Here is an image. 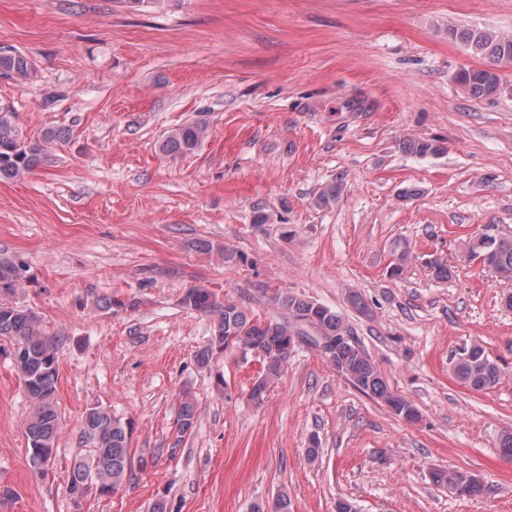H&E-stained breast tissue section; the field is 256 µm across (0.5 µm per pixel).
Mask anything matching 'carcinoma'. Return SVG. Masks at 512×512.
I'll return each mask as SVG.
<instances>
[{"instance_id":"carcinoma-1","label":"carcinoma","mask_w":512,"mask_h":512,"mask_svg":"<svg viewBox=\"0 0 512 512\" xmlns=\"http://www.w3.org/2000/svg\"><path fill=\"white\" fill-rule=\"evenodd\" d=\"M448 34L460 40L475 55L487 58L484 69H464L455 82L474 98L487 97L500 87L498 67L512 64V36L483 29L463 31L450 26ZM34 73L30 60L21 53L0 54V75L29 79ZM63 138L62 131L48 128L39 137L24 135L16 122V113L0 107V178H18L40 164L48 148ZM206 138V128L198 123L170 130L160 145L165 155L174 159L194 152ZM469 254L481 259L496 276L512 280V238L484 234L469 244ZM24 270L11 260L0 259V337L15 340L18 356L15 365L32 404V415L26 428L30 460L38 466L49 460L56 447L60 417L55 400L58 359L53 338L47 336L42 317L35 310L7 301L6 296L23 287ZM268 299L293 317L291 322L261 320L230 300H219L207 288L191 287L181 304L192 310L216 316L211 342L199 351L196 361L209 364L216 351H238L254 357L261 371L252 382L249 398L256 404L264 401L271 383L281 376L296 345L295 339L322 349L336 372L368 397L384 403L396 416L413 422L417 408L394 391L367 355L342 316L332 308L276 289ZM310 326L315 335L303 330ZM454 375L471 390L483 392L500 380L501 368L483 346L473 343L454 355ZM196 409L191 399L181 402L177 419L178 433H188L195 422ZM82 438L91 444L89 455L74 462L70 491L75 500L93 488L101 497H109L133 475L128 433L120 420L102 406L86 411ZM430 476L440 486H448L462 496L477 500L485 492L483 482L475 475L456 470L435 469ZM251 512H291L288 495L280 494L272 504L256 503Z\"/></svg>"}]
</instances>
